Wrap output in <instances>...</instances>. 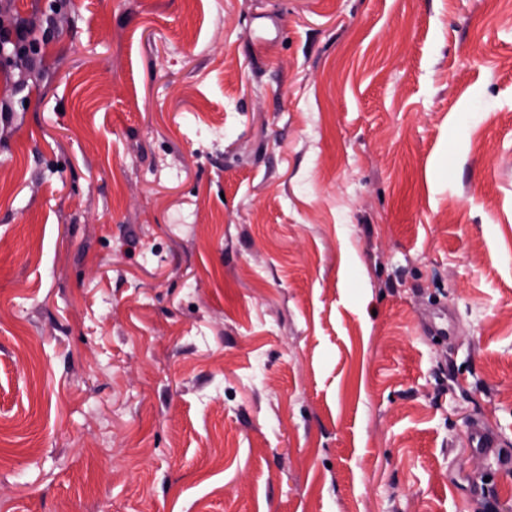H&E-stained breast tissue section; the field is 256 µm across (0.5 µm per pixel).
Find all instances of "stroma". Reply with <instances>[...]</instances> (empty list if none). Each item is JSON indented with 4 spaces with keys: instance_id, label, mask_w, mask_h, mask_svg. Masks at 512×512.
Returning a JSON list of instances; mask_svg holds the SVG:
<instances>
[{
    "instance_id": "obj_1",
    "label": "stroma",
    "mask_w": 512,
    "mask_h": 512,
    "mask_svg": "<svg viewBox=\"0 0 512 512\" xmlns=\"http://www.w3.org/2000/svg\"><path fill=\"white\" fill-rule=\"evenodd\" d=\"M20 22L0 512H512V0Z\"/></svg>"
}]
</instances>
